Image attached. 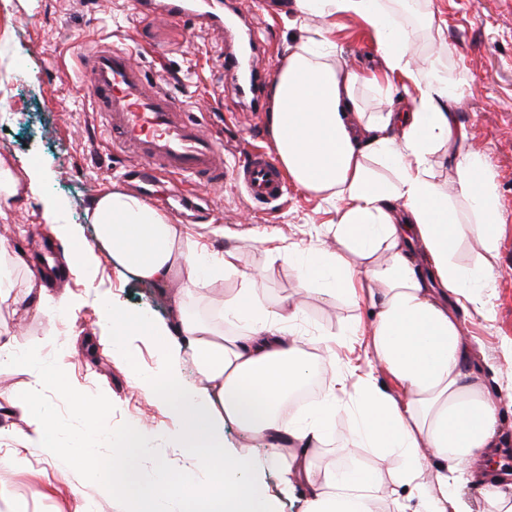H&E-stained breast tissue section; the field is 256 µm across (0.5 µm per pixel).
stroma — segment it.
<instances>
[{"label":"stroma","instance_id":"stroma-1","mask_svg":"<svg viewBox=\"0 0 512 512\" xmlns=\"http://www.w3.org/2000/svg\"><path fill=\"white\" fill-rule=\"evenodd\" d=\"M247 20L252 37L263 51V63L278 73L288 54L320 26H328L341 63L351 69L379 72L380 61L371 30L357 17L297 19L294 0H232ZM434 14L439 24L420 27V19ZM403 22L414 25L410 59L424 66L432 52L457 83L466 89L455 111L468 130L470 149L480 152L493 176L500 203L503 232L499 244L496 286L491 301L495 318L483 320L474 311L462 312L463 331L483 359V382L493 398L503 399L505 433L512 438V363L501 352L512 340V0H408ZM130 48L149 83L165 87L202 113L206 126L219 139L226 162L247 148L272 151L269 107L251 110L224 80L219 55L222 31L203 25L194 16L175 23L143 19L134 0H0V156L14 164L37 168L42 194L13 204L0 217V237L24 254L25 266L13 268L15 287L39 279L53 299H65L75 314L68 320L45 321L22 313L10 316L17 342L40 349L47 365L61 367L70 387L102 395L112 403L103 426L120 433L132 424L151 430V447L165 455L174 471L186 461L163 438L172 420L156 394L142 381L158 373L166 347H173L178 375L186 387L203 391L194 355L179 332V320L197 317L224 330L221 306L240 286L224 275L220 262L233 253L241 271L264 273V299L274 304L297 289L294 265L271 260L253 237L272 231L286 245L306 256L316 244L334 247L329 235H315L319 226L336 218L335 203L287 185L283 204L258 205L247 199L242 186L227 180L222 188L200 189L212 217L205 226L186 223L187 232L208 246L207 277L188 294L176 297L168 287L137 278L97 247L95 228L85 210L92 199L111 189H127L118 177L125 159L114 154L102 133L89 95V81L80 74V58L93 36ZM56 205L67 232L59 236L46 224L47 205ZM88 245L80 272L68 263L72 242ZM113 303L125 318L145 320L167 333L166 342L131 330L117 351L104 343L112 328L99 314L101 301ZM369 306L354 307L342 298L312 294L303 302L301 330L309 337L335 333L337 371L364 366ZM35 371L21 362L0 365V426L22 434L28 429L23 410ZM57 427L59 451L48 457L32 451L27 461L10 462L9 448L0 446V487L14 498L19 512H123L103 483L88 481L69 459L70 448L93 449L98 461L110 465L112 449L93 433L94 418L75 409L49 390L41 407ZM224 446L246 451L267 490L279 498V512H305L304 489L288 496L279 493V475L270 464L267 444L246 436L233 422L224 424ZM10 504V505H13ZM0 502V512H10Z\"/></svg>","mask_w":512,"mask_h":512}]
</instances>
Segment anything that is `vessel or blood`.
I'll return each mask as SVG.
<instances>
[{
  "label": "vessel or blood",
  "mask_w": 512,
  "mask_h": 512,
  "mask_svg": "<svg viewBox=\"0 0 512 512\" xmlns=\"http://www.w3.org/2000/svg\"><path fill=\"white\" fill-rule=\"evenodd\" d=\"M192 10L187 0H157L146 14L174 22ZM82 67L103 133L125 153L130 167L178 180L188 197L196 186L220 185L228 178L238 180L253 200L282 197L285 178L272 156L254 148L243 161L225 165L214 134L164 88L145 81L127 48L96 41L86 49Z\"/></svg>",
  "instance_id": "obj_1"
}]
</instances>
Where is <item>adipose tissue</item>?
<instances>
[{
    "mask_svg": "<svg viewBox=\"0 0 512 512\" xmlns=\"http://www.w3.org/2000/svg\"><path fill=\"white\" fill-rule=\"evenodd\" d=\"M297 7L322 19L361 18L375 35L386 76L412 86L407 109L365 114L354 88L366 77L339 63L336 44L323 28L289 53L271 86L270 112L272 144L289 177L338 204L329 229L336 246L310 250L296 266L299 290L371 305L370 362L401 391L391 393L370 374L358 376L350 388L340 376L305 417L283 418L289 393L317 372L298 328L302 308L288 299L266 305L261 277L225 260V274L241 281L223 302L224 320L238 334L180 321L205 384L203 395L183 387L169 364L162 373L167 388L149 383L159 389L174 423L167 438L192 469L173 474L135 424L112 454L109 491L130 512H278L250 457L225 450L223 425L229 419L266 440L283 489L306 490L307 512H377L381 492L392 485L418 499L420 512H472L462 493L468 485L478 489L486 512H512V482L480 465L500 452L503 420L457 317L470 306L493 318L486 293L495 281L502 232L492 175L483 156L466 149L468 132L452 110L463 88L449 79L438 57L424 68L412 67L409 31L382 0H297ZM442 151L455 165L450 192L432 175V159ZM372 160L391 169L393 179L374 178ZM39 191L34 167L0 158V209ZM87 218L96 226L99 247L137 277L161 285L179 275L196 280L204 250L139 196L106 190ZM470 241L478 247L471 267L456 259L460 245ZM12 250L0 239V304L20 303L50 318L56 305L43 288L32 284L24 297L14 294L4 261ZM339 410L353 413L356 423L333 462L317 466L326 423ZM54 433L35 414L26 433L0 428V445L13 446L14 457L21 458L35 449L50 451ZM362 447L375 453L364 468L353 463L354 449ZM394 457L404 461L395 472L388 468ZM407 498L395 499L396 512H406Z\"/></svg>",
    "mask_w": 512,
    "mask_h": 512,
    "instance_id": "ef3b65f1",
    "label": "adipose tissue"
}]
</instances>
